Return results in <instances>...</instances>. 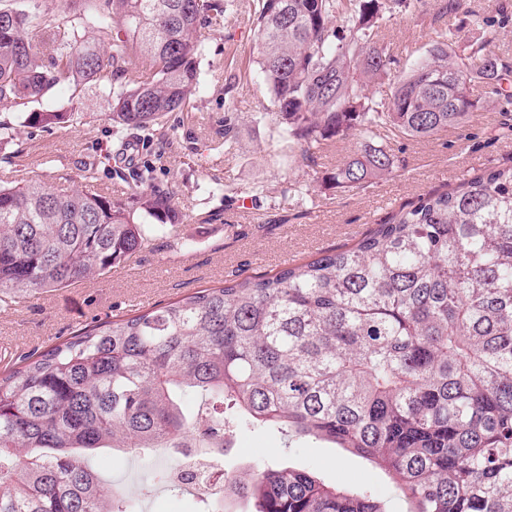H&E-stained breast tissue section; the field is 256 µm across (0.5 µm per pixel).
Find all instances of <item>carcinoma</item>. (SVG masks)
Listing matches in <instances>:
<instances>
[{
	"label": "carcinoma",
	"instance_id": "obj_1",
	"mask_svg": "<svg viewBox=\"0 0 512 512\" xmlns=\"http://www.w3.org/2000/svg\"><path fill=\"white\" fill-rule=\"evenodd\" d=\"M411 0H254L253 53L288 149L388 126L428 138L465 122L481 83L512 112L501 58L442 28L390 96L381 27ZM230 0H0V148L61 84L108 98L116 154L164 128L201 87V30ZM340 25L333 26V21ZM40 37L33 40L32 35ZM140 56L146 70L132 72ZM363 141L330 176L358 189L394 171ZM134 174L124 200L0 184V302L102 275L176 224L170 191ZM195 408L185 406L187 398ZM240 428L315 440L387 471L407 512H512V166L400 207L354 243L99 322L0 370V512H133L95 458L216 448ZM254 512H386L304 468L224 482Z\"/></svg>",
	"mask_w": 512,
	"mask_h": 512
}]
</instances>
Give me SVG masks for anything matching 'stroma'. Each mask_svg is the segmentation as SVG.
<instances>
[{
	"instance_id": "stroma-1",
	"label": "stroma",
	"mask_w": 512,
	"mask_h": 512,
	"mask_svg": "<svg viewBox=\"0 0 512 512\" xmlns=\"http://www.w3.org/2000/svg\"><path fill=\"white\" fill-rule=\"evenodd\" d=\"M252 0H235L223 24L202 30L203 90L168 117V132L143 142L138 165H151L153 183L173 194L179 221L155 226L149 245L130 254L102 276L71 286L0 303V369L19 356L37 354L95 321L128 317L159 303L235 277L275 273L290 263L353 243L400 206L435 189H445L480 170L512 164V132L481 85L471 94L481 106L467 123L423 139L390 127H374L326 141L311 159L288 150L270 112L263 76L253 63ZM482 23H474V16ZM460 29V45H481L512 62V0H465L461 10L437 18L432 0H413L382 31L393 58L387 75L372 82L376 98L386 97L402 70L427 48L434 29ZM72 109L74 122L25 127L20 150L0 158V181L41 175L55 190H79L119 200L129 190L130 167L113 160L115 144L106 97L95 90L53 92ZM237 120L236 141L224 146V117ZM383 145L396 160L390 176L342 191L326 181L362 139ZM97 164L94 178L82 179L83 162ZM224 468L237 474L267 463L314 467L337 486L371 487L388 512L408 506L386 471L340 448L314 441L284 447L279 437L239 430L228 438ZM96 466L123 483L138 512H198L200 500L155 484L143 490L147 471L167 465L155 452L127 458L104 454Z\"/></svg>"
}]
</instances>
